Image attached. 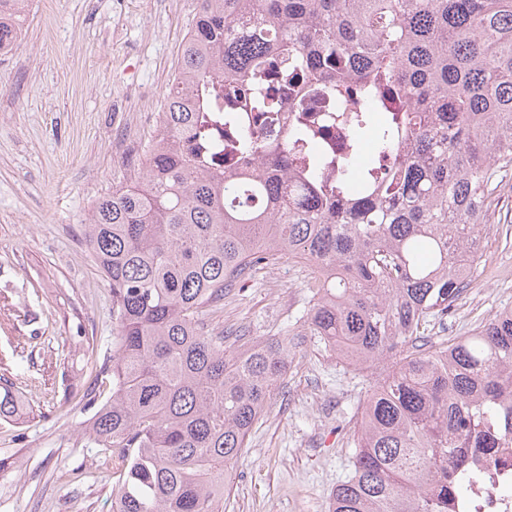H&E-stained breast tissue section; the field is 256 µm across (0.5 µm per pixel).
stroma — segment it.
I'll list each match as a JSON object with an SVG mask.
<instances>
[{
  "instance_id": "obj_1",
  "label": "stroma",
  "mask_w": 512,
  "mask_h": 512,
  "mask_svg": "<svg viewBox=\"0 0 512 512\" xmlns=\"http://www.w3.org/2000/svg\"><path fill=\"white\" fill-rule=\"evenodd\" d=\"M199 0H32L20 45L0 52V377L17 414L0 421V512H112L114 482L84 432L112 357V300L82 226L141 172ZM512 194L502 195L454 316L466 336L512 308ZM314 269L263 266L225 295L210 327L248 339L299 335L288 373L235 464L223 512H329L352 470L358 406L377 370L305 335Z\"/></svg>"
}]
</instances>
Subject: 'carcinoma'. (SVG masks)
Wrapping results in <instances>:
<instances>
[{"instance_id":"cac0c4a2","label":"carcinoma","mask_w":512,"mask_h":512,"mask_svg":"<svg viewBox=\"0 0 512 512\" xmlns=\"http://www.w3.org/2000/svg\"><path fill=\"white\" fill-rule=\"evenodd\" d=\"M28 2L0 0L1 51ZM172 87L141 175L83 225L116 330L86 420L112 512H218L290 340L232 349L205 315L297 259L318 272L307 333L382 367L330 512H454L512 436V309L448 341L420 330L465 289L512 171V0H200ZM324 95L349 145L333 159L305 119ZM17 406L0 386V418Z\"/></svg>"}]
</instances>
